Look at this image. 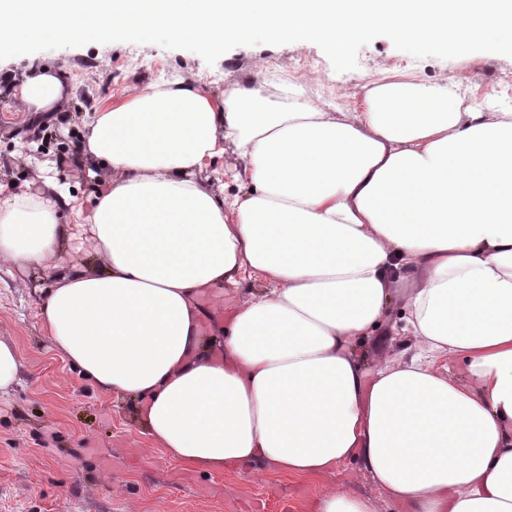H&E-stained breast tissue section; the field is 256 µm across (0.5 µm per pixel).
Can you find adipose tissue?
<instances>
[{
  "label": "adipose tissue",
  "mask_w": 512,
  "mask_h": 512,
  "mask_svg": "<svg viewBox=\"0 0 512 512\" xmlns=\"http://www.w3.org/2000/svg\"><path fill=\"white\" fill-rule=\"evenodd\" d=\"M10 89L24 112L64 105L46 66ZM88 128L91 210L35 160L36 188L0 183V263L69 265L43 303L52 349L135 400L165 456L318 479L356 461L410 512H512V111L399 75L360 112L298 81L216 96L177 77ZM255 278L205 331L221 288ZM387 327L413 344L365 371L357 349ZM316 512L379 509L331 484Z\"/></svg>",
  "instance_id": "ef3b65f1"
}]
</instances>
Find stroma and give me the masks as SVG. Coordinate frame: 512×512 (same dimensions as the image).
Masks as SVG:
<instances>
[{"mask_svg":"<svg viewBox=\"0 0 512 512\" xmlns=\"http://www.w3.org/2000/svg\"><path fill=\"white\" fill-rule=\"evenodd\" d=\"M404 63V76L428 83H461L470 104H512V57L477 52L453 59H417L385 37L360 49L358 66L336 72L322 50L302 41L281 46H240L207 65L194 52L156 44H95L39 51L0 60V181L25 188L36 177L30 150L63 159L57 176L90 207L94 191L75 143L103 103L159 78L198 80L222 94L239 81L263 93L284 80L309 79L307 96L361 109L364 87L380 67ZM51 66L66 76L67 102L46 127L18 111L9 86L31 68ZM51 274L0 264V337L13 341L23 370L12 392L0 398V512H310L316 483L265 468L222 472L193 469L154 449L139 421L137 404L94 390L52 351L42 322Z\"/></svg>","mask_w":512,"mask_h":512,"instance_id":"stroma-1","label":"stroma"}]
</instances>
